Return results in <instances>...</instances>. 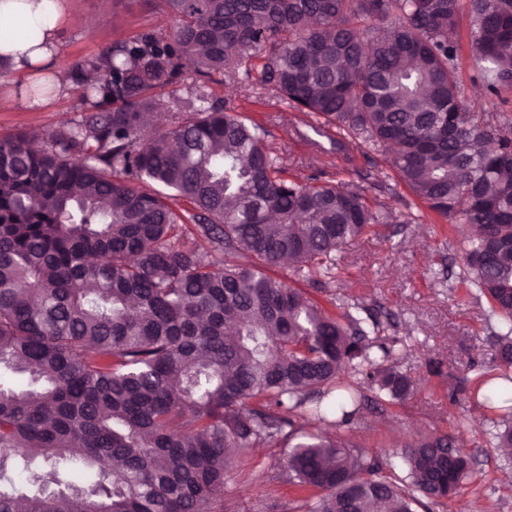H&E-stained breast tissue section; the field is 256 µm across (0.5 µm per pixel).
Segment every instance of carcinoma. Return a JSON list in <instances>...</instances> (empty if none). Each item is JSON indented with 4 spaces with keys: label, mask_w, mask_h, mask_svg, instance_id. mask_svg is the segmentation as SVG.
<instances>
[{
    "label": "carcinoma",
    "mask_w": 512,
    "mask_h": 512,
    "mask_svg": "<svg viewBox=\"0 0 512 512\" xmlns=\"http://www.w3.org/2000/svg\"><path fill=\"white\" fill-rule=\"evenodd\" d=\"M164 4L171 34L77 66L81 120L38 149L0 139V512H220L236 455L280 443L306 512L447 504L477 478L455 438L370 457L353 440L365 392H412L379 317L266 273L288 260L330 274L343 243L392 216L350 183L290 175L266 128L218 100L175 102L165 130L147 122L169 108L158 89L248 76L267 52L264 82L346 165L380 154L462 235L463 282L504 323L494 358L509 369L512 0ZM468 80L490 108L471 111ZM475 383L499 416L491 447L512 452V375ZM19 465L34 491L8 475Z\"/></svg>",
    "instance_id": "1"
}]
</instances>
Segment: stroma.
Returning a JSON list of instances; mask_svg holds the SVG:
<instances>
[{"instance_id":"obj_1","label":"stroma","mask_w":512,"mask_h":512,"mask_svg":"<svg viewBox=\"0 0 512 512\" xmlns=\"http://www.w3.org/2000/svg\"><path fill=\"white\" fill-rule=\"evenodd\" d=\"M174 21L160 0H68V21L61 36L60 76L67 92H50L45 105L24 109L20 91L31 81L21 78L0 85V139L18 132L47 137L60 124L84 113L77 85L70 79L78 63L97 56L120 38L144 31L171 33ZM210 97L227 101L263 123L267 144L291 173L317 176L320 181L355 184L372 204L396 212L397 222L378 226L336 254L338 275L318 273L288 277L323 307L360 301L378 313L385 325L383 340L395 366L414 383L403 402L367 404L356 434L363 454L404 443L418 433L450 434L487 474L482 484L464 481L449 505H432L431 512H466L467 504L481 512H512V458L491 448L495 415L450 397L454 387L474 381L478 373L494 374L501 366L492 357L498 319L489 317L487 300L462 285L464 273L460 237L441 218L413 222L421 205L398 184L385 163L360 159L359 173H348L331 150L306 142L309 119L280 103L273 91L256 83L225 81L206 89ZM282 447L256 448L244 454L224 482V512H300L293 489L282 483L277 460Z\"/></svg>"}]
</instances>
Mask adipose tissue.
I'll list each match as a JSON object with an SVG mask.
<instances>
[{"instance_id": "ef3b65f1", "label": "adipose tissue", "mask_w": 512, "mask_h": 512, "mask_svg": "<svg viewBox=\"0 0 512 512\" xmlns=\"http://www.w3.org/2000/svg\"><path fill=\"white\" fill-rule=\"evenodd\" d=\"M67 0H0V84L28 74L58 75Z\"/></svg>"}]
</instances>
